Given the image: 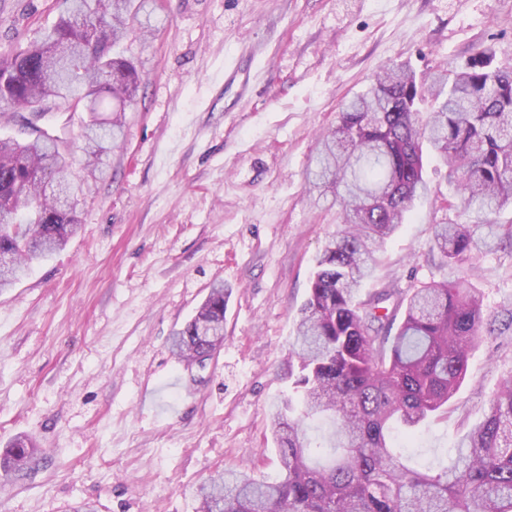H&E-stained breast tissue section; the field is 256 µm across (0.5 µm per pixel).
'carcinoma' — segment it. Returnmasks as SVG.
Segmentation results:
<instances>
[{"label": "carcinoma", "instance_id": "1", "mask_svg": "<svg viewBox=\"0 0 512 512\" xmlns=\"http://www.w3.org/2000/svg\"><path fill=\"white\" fill-rule=\"evenodd\" d=\"M130 2L65 0L53 26L0 57V105L13 109L23 134L0 139V255L11 256L0 266V291L79 230L81 185L68 141L39 121L84 105V169L102 170L140 82L135 66L114 55L138 22ZM425 144L447 168L466 216L435 230L432 259L453 277L407 294L383 288L358 302L376 250L428 191ZM308 181L341 207L342 228L311 274L293 343L297 371L288 372V395L269 413L282 474L269 481L247 466L217 474L199 487L196 512H512L511 381L449 465H410L391 440L397 424L409 447L448 409L470 351L498 331L463 273L488 240L512 248V223L490 219L512 209V67L487 52L429 85L406 64L384 67L345 103ZM225 305L217 284L172 334V354L192 362L204 356L199 326L224 324ZM324 421L333 457L321 464L310 456L308 429ZM37 452L30 437L15 438L0 455V475L27 471Z\"/></svg>", "mask_w": 512, "mask_h": 512}]
</instances>
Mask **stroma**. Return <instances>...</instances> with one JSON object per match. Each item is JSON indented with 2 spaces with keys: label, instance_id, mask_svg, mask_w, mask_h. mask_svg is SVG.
<instances>
[{
  "label": "stroma",
  "instance_id": "obj_1",
  "mask_svg": "<svg viewBox=\"0 0 512 512\" xmlns=\"http://www.w3.org/2000/svg\"><path fill=\"white\" fill-rule=\"evenodd\" d=\"M148 34L119 53L142 85L77 207L81 230L0 292V449L36 438L32 471L0 481V512H195L199 485L280 463L268 421L309 279L341 225L306 178L319 137L389 64L431 81L489 51L512 65V0H134ZM63 0H0V55L53 24ZM239 58L248 84L224 83ZM376 253L358 300L449 277L435 227L461 221L443 168ZM492 317L512 307V251L467 271ZM224 285V344L206 366L170 338ZM512 379V335L476 347L448 411L414 453L450 463Z\"/></svg>",
  "mask_w": 512,
  "mask_h": 512
}]
</instances>
